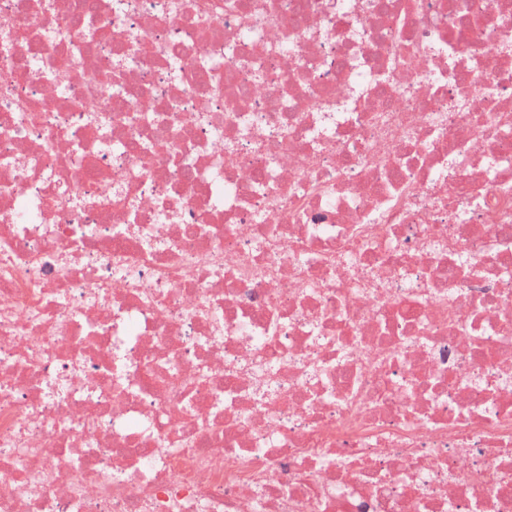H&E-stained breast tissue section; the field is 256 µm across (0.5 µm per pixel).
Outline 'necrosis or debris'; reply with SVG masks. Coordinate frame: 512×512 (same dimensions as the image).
<instances>
[{"instance_id":"obj_1","label":"necrosis or debris","mask_w":512,"mask_h":512,"mask_svg":"<svg viewBox=\"0 0 512 512\" xmlns=\"http://www.w3.org/2000/svg\"><path fill=\"white\" fill-rule=\"evenodd\" d=\"M0 512H512V0H0Z\"/></svg>"}]
</instances>
